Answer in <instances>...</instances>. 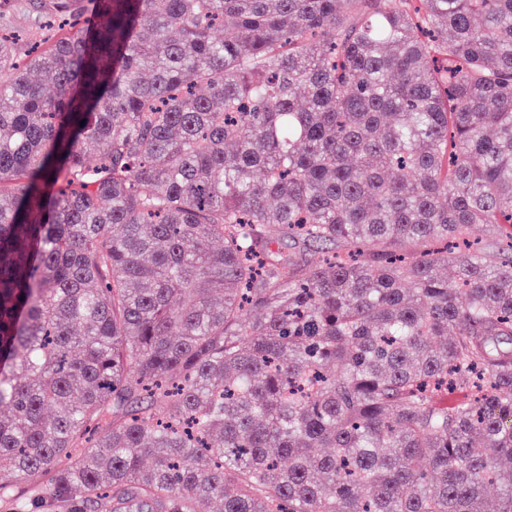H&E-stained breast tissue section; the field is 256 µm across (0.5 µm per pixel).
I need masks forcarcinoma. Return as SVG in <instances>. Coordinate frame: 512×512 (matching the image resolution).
<instances>
[{
	"label": "carcinoma",
	"instance_id": "cac0c4a2",
	"mask_svg": "<svg viewBox=\"0 0 512 512\" xmlns=\"http://www.w3.org/2000/svg\"><path fill=\"white\" fill-rule=\"evenodd\" d=\"M47 3L0 34V504L512 512V255L466 243L512 0Z\"/></svg>",
	"mask_w": 512,
	"mask_h": 512
}]
</instances>
